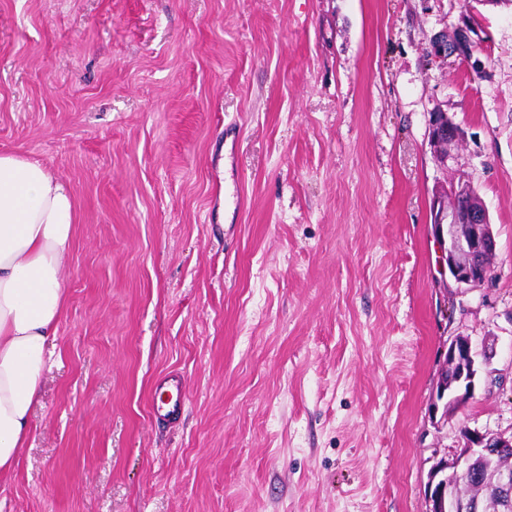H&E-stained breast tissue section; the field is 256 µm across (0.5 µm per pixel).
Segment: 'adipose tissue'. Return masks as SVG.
Listing matches in <instances>:
<instances>
[{"label":"adipose tissue","mask_w":512,"mask_h":512,"mask_svg":"<svg viewBox=\"0 0 512 512\" xmlns=\"http://www.w3.org/2000/svg\"><path fill=\"white\" fill-rule=\"evenodd\" d=\"M75 224L72 194L44 166L0 154V480L31 432L65 306L60 270Z\"/></svg>","instance_id":"1"}]
</instances>
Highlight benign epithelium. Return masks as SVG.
I'll return each instance as SVG.
<instances>
[{
	"mask_svg": "<svg viewBox=\"0 0 512 512\" xmlns=\"http://www.w3.org/2000/svg\"><path fill=\"white\" fill-rule=\"evenodd\" d=\"M438 52H460L469 49L466 30L453 33L443 30L433 35ZM463 136L461 127L439 107L430 112L428 137L438 163L447 162L449 154L441 152ZM432 234L435 239L443 285L476 287L492 278L489 262L496 252V238L487 209L471 185L460 179L447 190L436 193L430 201ZM448 378L441 380L432 397L433 412L449 417L473 398L482 366L488 357L478 359L471 337L457 335L448 343L444 354ZM463 447L452 458L434 463L428 474L425 497L428 512H488L484 500L462 495L459 480L480 472L490 455L500 457L512 453V435L464 429ZM492 495L498 512H512V468L499 467L494 476Z\"/></svg>",
	"mask_w": 512,
	"mask_h": 512,
	"instance_id": "benign-epithelium-1",
	"label": "benign epithelium"
}]
</instances>
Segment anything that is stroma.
Instances as JSON below:
<instances>
[{"label":"stroma","mask_w":512,"mask_h":512,"mask_svg":"<svg viewBox=\"0 0 512 512\" xmlns=\"http://www.w3.org/2000/svg\"><path fill=\"white\" fill-rule=\"evenodd\" d=\"M460 26L469 54L438 57ZM437 105L464 131L444 167ZM3 153L77 222L0 512H426L462 427L512 432L507 0H0ZM461 173L497 251L458 289L429 200ZM459 333L494 352L437 425ZM172 371L187 400L160 424Z\"/></svg>","instance_id":"1"}]
</instances>
